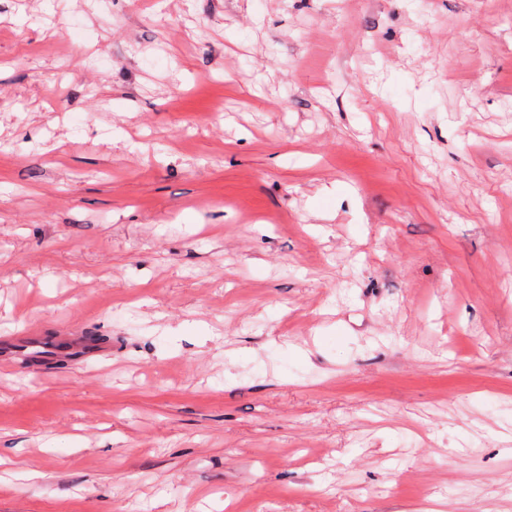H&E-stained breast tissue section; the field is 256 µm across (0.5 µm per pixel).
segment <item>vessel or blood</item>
<instances>
[{"label":"vessel or blood","instance_id":"1","mask_svg":"<svg viewBox=\"0 0 512 512\" xmlns=\"http://www.w3.org/2000/svg\"><path fill=\"white\" fill-rule=\"evenodd\" d=\"M99 352L97 343L82 336H44L29 329L0 341V358L4 360L20 356L36 360L64 358L82 362Z\"/></svg>","mask_w":512,"mask_h":512}]
</instances>
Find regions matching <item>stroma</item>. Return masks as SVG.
Wrapping results in <instances>:
<instances>
[{
	"label": "stroma",
	"mask_w": 512,
	"mask_h": 512,
	"mask_svg": "<svg viewBox=\"0 0 512 512\" xmlns=\"http://www.w3.org/2000/svg\"><path fill=\"white\" fill-rule=\"evenodd\" d=\"M27 328L0 512H512V0H0ZM97 343L84 336H42L34 330L18 332L8 339H2L0 358L29 357L36 360L64 358L83 362L100 354Z\"/></svg>",
	"instance_id": "1"
}]
</instances>
